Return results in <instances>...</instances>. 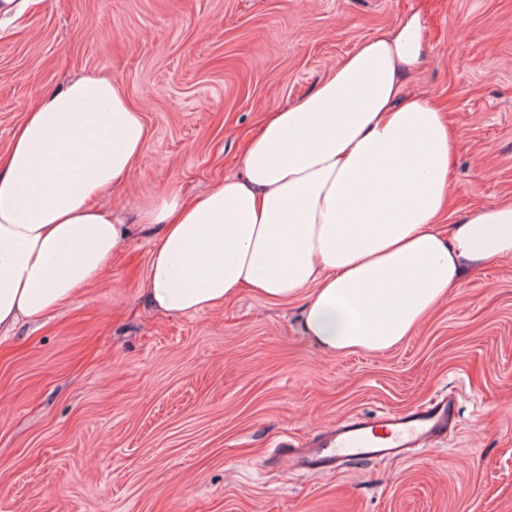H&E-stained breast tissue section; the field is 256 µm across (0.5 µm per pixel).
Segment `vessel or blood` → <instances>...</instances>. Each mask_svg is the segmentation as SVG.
<instances>
[{"mask_svg": "<svg viewBox=\"0 0 512 512\" xmlns=\"http://www.w3.org/2000/svg\"><path fill=\"white\" fill-rule=\"evenodd\" d=\"M457 425L453 396L433 398L403 412L337 422L305 448L289 449L298 470L332 473L347 463L397 460L445 437Z\"/></svg>", "mask_w": 512, "mask_h": 512, "instance_id": "1", "label": "vessel or blood"}]
</instances>
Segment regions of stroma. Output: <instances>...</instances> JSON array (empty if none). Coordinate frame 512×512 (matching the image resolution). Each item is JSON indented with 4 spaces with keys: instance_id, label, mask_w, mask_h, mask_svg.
<instances>
[{
    "instance_id": "35a3bbf8",
    "label": "stroma",
    "mask_w": 512,
    "mask_h": 512,
    "mask_svg": "<svg viewBox=\"0 0 512 512\" xmlns=\"http://www.w3.org/2000/svg\"><path fill=\"white\" fill-rule=\"evenodd\" d=\"M417 14L405 78L460 136L457 214L512 201V0H47L0 32V153L37 95L105 75L150 131L99 199L127 246L97 282L0 337V512H512V260L488 263L403 344L329 355L303 301L243 292L200 315L146 302L149 196L240 174L267 112L310 92L378 29ZM453 393L430 449L333 473L293 469L331 423Z\"/></svg>"
}]
</instances>
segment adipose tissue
I'll return each mask as SVG.
<instances>
[{
  "mask_svg": "<svg viewBox=\"0 0 512 512\" xmlns=\"http://www.w3.org/2000/svg\"><path fill=\"white\" fill-rule=\"evenodd\" d=\"M419 17L377 31L296 103L270 112L242 173L205 193L139 206L154 246L143 292L202 314L245 289L304 299L325 353L394 348L468 276L512 258V203L450 228L459 140L434 98L407 92ZM149 133L116 82L86 76L32 102L0 162V330L95 283L131 232L95 199L137 169Z\"/></svg>",
  "mask_w": 512,
  "mask_h": 512,
  "instance_id": "obj_1",
  "label": "adipose tissue"
}]
</instances>
